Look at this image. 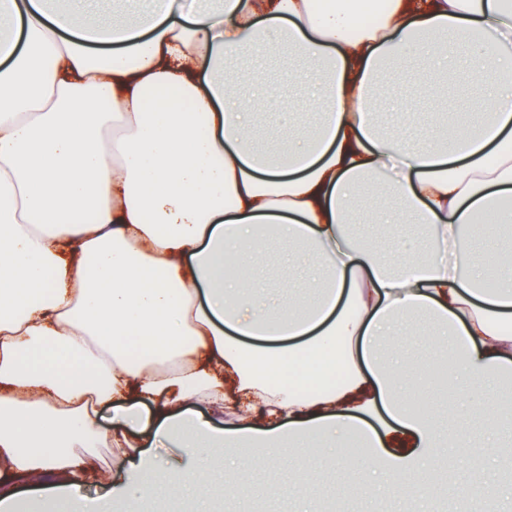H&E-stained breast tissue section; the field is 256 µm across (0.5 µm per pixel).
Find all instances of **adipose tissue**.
<instances>
[{
  "instance_id": "1",
  "label": "adipose tissue",
  "mask_w": 512,
  "mask_h": 512,
  "mask_svg": "<svg viewBox=\"0 0 512 512\" xmlns=\"http://www.w3.org/2000/svg\"><path fill=\"white\" fill-rule=\"evenodd\" d=\"M94 2L0 0V480L46 484L37 512H72L74 478L113 447L131 460L98 512H161L209 475L179 455L154 467L146 445L259 448L262 467L356 438L418 512L433 491L405 480L415 451L449 443L407 391L406 357L386 358L405 319L440 325L457 407L469 383L512 380V248L495 233L512 223V0H384L371 21L358 0H112L76 25ZM288 53L298 65L271 87L257 61ZM388 63L434 89L456 71L482 105L449 139L382 136ZM295 86L320 90L295 105L317 123L261 146L256 113ZM369 182L374 224L432 226L449 263L353 237ZM263 226L307 246L312 305L225 273ZM232 397L237 427L185 407Z\"/></svg>"
}]
</instances>
